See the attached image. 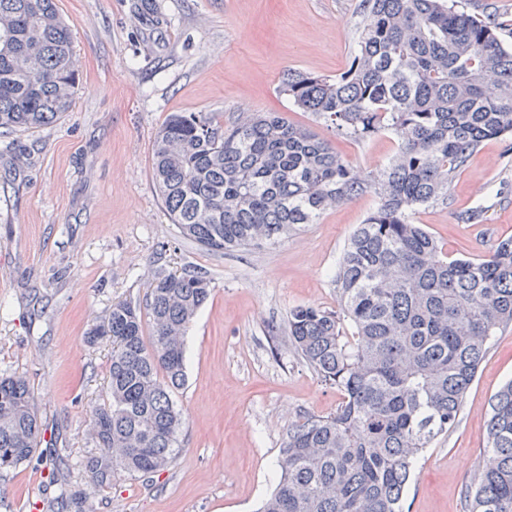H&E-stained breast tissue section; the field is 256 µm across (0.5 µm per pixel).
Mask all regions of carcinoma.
<instances>
[{
    "mask_svg": "<svg viewBox=\"0 0 512 512\" xmlns=\"http://www.w3.org/2000/svg\"><path fill=\"white\" fill-rule=\"evenodd\" d=\"M347 69L293 70L278 86L337 135L396 139L380 176L354 169L331 143L284 118L231 124L174 112L157 131L151 177L181 237L220 251L274 244L330 208L377 200L336 267V308L297 306L288 340L342 401L288 426L280 475L261 512H404L417 463L459 423L497 333L512 324V237L482 258L448 259L412 212L448 202V186L489 139L512 137V48L495 20L457 0H363ZM78 73L56 0H0V128L34 130L72 106ZM202 272L158 278L146 311L112 304L87 341H112L107 401L90 410L100 488L115 470L163 471L182 418L185 337L210 297ZM150 336H145V328ZM41 428L28 382L0 377V472L31 460ZM61 503L87 512V492ZM468 512H512V379L491 398L487 445L465 488Z\"/></svg>",
    "mask_w": 512,
    "mask_h": 512,
    "instance_id": "1",
    "label": "carcinoma"
}]
</instances>
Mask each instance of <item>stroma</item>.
Segmentation results:
<instances>
[{"instance_id": "stroma-1", "label": "stroma", "mask_w": 512, "mask_h": 512, "mask_svg": "<svg viewBox=\"0 0 512 512\" xmlns=\"http://www.w3.org/2000/svg\"><path fill=\"white\" fill-rule=\"evenodd\" d=\"M79 74L64 120L0 129V375L24 377L43 435L31 462L0 473V512H60L84 485L90 409L107 387L112 345L87 329L113 303H145L157 275L193 266L212 293L186 337L174 403L180 452L167 470L116 472L91 512H258L276 485L282 436L305 414L335 411L288 340V313L336 305V264L375 206L327 210L277 245L213 252L179 236L151 179L156 132L174 112H274L331 140L355 169L380 173L396 140L334 136L289 104L288 70L346 69L361 0H57ZM482 207L477 223L459 213ZM449 257L479 258L512 236V138L485 141L414 216ZM277 334H270V327ZM512 378V325L499 332L456 428L425 452L404 512H466L464 488L487 442L491 397Z\"/></svg>"}]
</instances>
